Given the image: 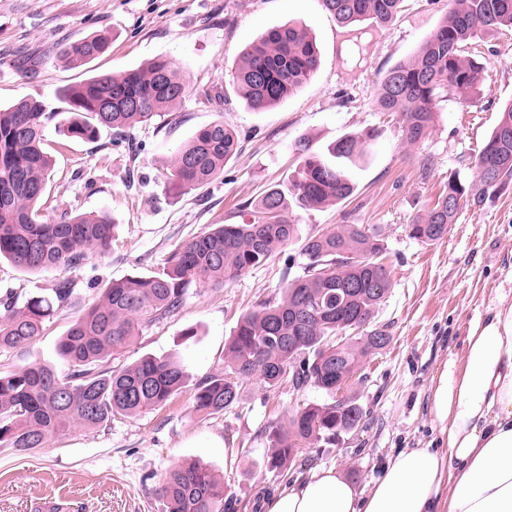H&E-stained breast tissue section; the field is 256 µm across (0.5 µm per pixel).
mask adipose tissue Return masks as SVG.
I'll return each mask as SVG.
<instances>
[{"label": "adipose tissue", "instance_id": "1", "mask_svg": "<svg viewBox=\"0 0 512 512\" xmlns=\"http://www.w3.org/2000/svg\"><path fill=\"white\" fill-rule=\"evenodd\" d=\"M436 446L390 457L367 490L335 468L275 491L265 512H512V300L496 295L431 387Z\"/></svg>", "mask_w": 512, "mask_h": 512}]
</instances>
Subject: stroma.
<instances>
[{"label": "stroma", "instance_id": "1", "mask_svg": "<svg viewBox=\"0 0 512 512\" xmlns=\"http://www.w3.org/2000/svg\"><path fill=\"white\" fill-rule=\"evenodd\" d=\"M447 10L448 0H407L392 24L378 28L367 20L340 26L320 0H0V105L32 97L55 114L43 130L55 159L40 202L45 219L104 211L116 224L111 253L88 255L72 269L32 274L0 262V298L48 296L60 281L75 284L69 305L33 344L0 349V372L34 361L66 372L56 347L72 321L98 301L100 285L158 270L175 246L209 225L242 223V202L294 171L298 140L322 152L352 134L365 147L352 173L354 194L318 210L291 208L299 237L276 259L222 286L191 285L174 314L141 327L119 362L177 354L189 382L168 405L100 427H74L24 455L0 447V512H30L42 498L64 504L65 512H162L157 490L164 477L193 460L223 476L228 512H257L263 497L284 484L266 464L269 426L332 398L311 385L299 389L286 380L268 388L254 377L232 408L203 417L194 409L195 385L223 372L225 344L238 320L303 275L304 236L339 224L380 234L391 286L373 324L392 340L368 356L340 392L362 406L359 428L342 434L335 447L305 449V464L292 478L303 481L333 466L364 489L391 455L435 440L433 379L450 356L461 354L471 321L496 293L512 299V188L481 207L461 209L437 243L408 232L449 174L472 180L478 151L502 106L512 103V31L484 36L478 50L486 73L477 101L468 107L452 98L441 102L438 121L421 142L403 144L395 117L373 103L382 73L416 52ZM288 22L315 38L319 66L293 95L251 110L232 90L239 54ZM89 35L108 37V51L82 66L66 64L61 51ZM356 44L363 54L353 60ZM158 57L169 60L186 85L176 107L127 131L100 129L90 141L65 134L64 90ZM343 91L352 97L345 105L338 100ZM220 118L236 130L241 151L223 176L188 189L170 172L173 158L192 134Z\"/></svg>", "mask_w": 512, "mask_h": 512}]
</instances>
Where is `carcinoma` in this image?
I'll list each match as a JSON object with an SVG mask.
<instances>
[{
  "label": "carcinoma",
  "mask_w": 512,
  "mask_h": 512,
  "mask_svg": "<svg viewBox=\"0 0 512 512\" xmlns=\"http://www.w3.org/2000/svg\"><path fill=\"white\" fill-rule=\"evenodd\" d=\"M321 2L345 27L362 20L386 27L406 0ZM509 29L512 0H448V12L433 33L378 80L376 108L398 115L406 143L420 142L433 128L440 102L453 97L464 106L480 95L485 66L468 54L469 46L490 32ZM108 49V38L93 35L66 47L63 58L79 65ZM318 63L315 41L287 23L245 49L233 89L250 108L265 110L302 88ZM185 92L176 69L162 59L118 75L95 76L66 91L72 113L68 136L90 138L101 128L124 130L148 122L177 105ZM51 118L35 98L0 107V259L31 271L74 267L90 253L107 254L116 228L104 212L43 220L39 202L53 166L43 128ZM239 150L235 131L217 119L179 149L171 175L191 189L202 188L224 173ZM297 151L299 162L287 190L273 187L259 200L243 203L250 221L215 224L172 250L159 271L106 283L99 301L72 321L58 343L70 373L60 377L52 366L37 362L0 373V447L25 453L75 424L94 428L115 415L136 416L165 406L178 394L188 374L176 354L146 355L119 367L112 360L131 346L143 324L176 312L191 284L222 286L281 254L298 236L287 197L302 209L315 210L351 196L355 184L349 168L363 157L358 138H340L326 156L304 140ZM511 185L512 103L502 108L478 152L473 180L449 174L437 201L409 225V234L425 243L440 241L461 207H480ZM302 251L308 259L304 275L289 281L279 300L262 302L238 321L225 346V373L196 386V412H224L238 402L241 382L255 376L272 388L289 374L298 388L311 384L334 394L367 356L389 345L390 334L371 327L390 284L379 235L359 224H338L308 235ZM72 292V282L64 280L51 297L21 303L16 295L5 296L0 300V348L31 344ZM339 327L359 329L362 335L338 339ZM362 419V409L343 398L309 404L270 428L267 464L285 477L305 449L336 443ZM158 495L164 512H226L224 480L196 461L173 469Z\"/></svg>",
  "instance_id": "1"
}]
</instances>
